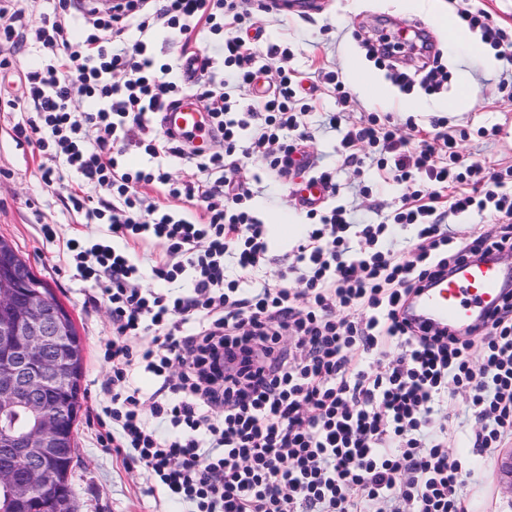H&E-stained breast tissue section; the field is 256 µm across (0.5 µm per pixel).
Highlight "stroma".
<instances>
[{"instance_id": "stroma-1", "label": "stroma", "mask_w": 512, "mask_h": 512, "mask_svg": "<svg viewBox=\"0 0 512 512\" xmlns=\"http://www.w3.org/2000/svg\"><path fill=\"white\" fill-rule=\"evenodd\" d=\"M436 10L418 8L416 0H327L323 12L310 16L265 12L256 0H243L246 25L227 28L230 36L242 37L257 52L276 44L286 48V68L305 94L302 102L310 138L305 150L313 171L335 176V204L350 209L356 224L377 222L397 206L401 189L376 168V156L362 163L342 164L336 148L339 132L321 125L324 113L339 111L328 72H336L354 100L342 113V130L360 126L368 113L390 117L397 126L412 123L428 128L435 116L448 117L455 130L464 133V153L488 165L512 164V102L502 99L498 84L512 78V66L499 63L500 53L485 44L479 32L465 30V41L450 42L441 16L453 15L448 0H435ZM423 21L439 47L428 57L420 42L403 52L377 60L376 50L384 35H409L415 21ZM448 72V82L439 93L426 94L421 81L433 65ZM406 74L410 85L401 88L394 74ZM471 91L468 104L460 96ZM20 113L0 105V237L17 246L35 273L45 280L71 313L83 344L84 374L81 380L83 406L74 425L76 456L71 483L75 512H175V504L151 495L152 479L145 470L130 469L121 458L102 451L95 415L105 400L106 383L112 374L105 357V339L110 332L104 300L99 290L83 281L62 256L63 239L81 234L99 236L103 225L90 223L71 211L66 198L77 177L64 173L60 183L45 186L40 165H52L51 156L31 144H18L14 125ZM253 185L248 204L266 223L272 268L287 265L295 237L276 230V223L290 227L307 224L295 190L302 175L282 178L261 164L240 158ZM56 225L60 237L47 240L41 227ZM497 455L479 461L475 474L462 491L467 512H512V494L501 487Z\"/></svg>"}]
</instances>
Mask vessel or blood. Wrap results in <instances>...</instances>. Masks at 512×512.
I'll list each match as a JSON object with an SVG mask.
<instances>
[{
  "label": "vessel or blood",
  "instance_id": "obj_1",
  "mask_svg": "<svg viewBox=\"0 0 512 512\" xmlns=\"http://www.w3.org/2000/svg\"><path fill=\"white\" fill-rule=\"evenodd\" d=\"M317 4L318 0H262L264 8L285 14H309ZM159 118L164 131L189 141L192 147L208 145L213 139L208 117L194 98H182ZM507 278L497 261L469 263L457 275L422 288L407 316L413 324L434 331L468 328L481 323L502 302Z\"/></svg>",
  "mask_w": 512,
  "mask_h": 512
}]
</instances>
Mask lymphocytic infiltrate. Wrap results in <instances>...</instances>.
I'll list each match as a JSON object with an SVG mask.
<instances>
[{"label": "lymphocytic infiltrate", "mask_w": 512, "mask_h": 512, "mask_svg": "<svg viewBox=\"0 0 512 512\" xmlns=\"http://www.w3.org/2000/svg\"><path fill=\"white\" fill-rule=\"evenodd\" d=\"M37 25L24 23L13 0H0V41L35 40L44 63L19 79L18 140L54 158L41 168L51 187L63 170L80 185L68 195L74 212L106 225L107 239L63 244L78 275L108 303L106 353L112 394L100 407L98 443L125 466L150 473L151 493L183 512H465L460 492L471 477L448 446L440 412L453 392L468 395L480 424L466 435L482 457L512 438V305L490 322L428 334L404 312L416 291L465 260L512 250V165L496 169L463 155L446 118L423 136L369 116L345 132L344 162L363 146L382 149L376 165L404 193L391 221L352 223L344 206L309 209L312 220L278 276L264 274V224L246 207L248 181L235 154L279 175L298 169L296 89L290 71L260 107L237 109L226 81L249 86L278 46L257 55L237 37L213 51L182 47L198 63L196 79L172 80L155 69L140 32L198 29L221 33L245 17L237 0H119L87 14L91 31L74 32L71 0H54ZM460 20L494 47L512 33L495 24L481 0L457 5ZM191 95L224 143L195 154L176 139L140 140L146 165L124 163L130 126L151 128L178 98ZM188 161L173 178L158 157ZM157 185L171 203L147 201ZM205 202L192 217L176 202ZM494 212L493 237L457 239L448 216ZM413 232L396 249L400 231ZM160 249L145 288L132 255Z\"/></svg>", "instance_id": "obj_1"}]
</instances>
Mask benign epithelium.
<instances>
[{
  "instance_id": "obj_1",
  "label": "benign epithelium",
  "mask_w": 512,
  "mask_h": 512,
  "mask_svg": "<svg viewBox=\"0 0 512 512\" xmlns=\"http://www.w3.org/2000/svg\"><path fill=\"white\" fill-rule=\"evenodd\" d=\"M14 268L0 270V309L17 304ZM62 335L59 322L44 302L33 294L18 320L0 329V452L17 459L20 468H0V490L15 504L30 502L37 491L49 488L63 412L48 411L44 392L52 384H67L73 365L54 353ZM23 413L36 415L34 424L20 428Z\"/></svg>"
}]
</instances>
